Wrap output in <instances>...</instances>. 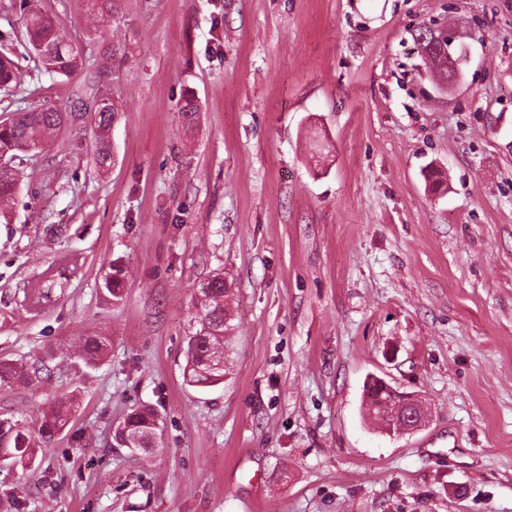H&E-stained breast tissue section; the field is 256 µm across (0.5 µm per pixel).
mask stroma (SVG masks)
Returning <instances> with one entry per match:
<instances>
[{
	"label": "stroma",
	"mask_w": 512,
	"mask_h": 512,
	"mask_svg": "<svg viewBox=\"0 0 512 512\" xmlns=\"http://www.w3.org/2000/svg\"><path fill=\"white\" fill-rule=\"evenodd\" d=\"M34 4L96 65L130 53L108 174L80 122L15 162L0 358L47 369L0 388V421L81 404L34 467L0 464V512H512V0H123L98 32L84 0ZM431 22L468 49L445 91L412 38ZM24 29L0 0L21 77L0 112L68 108ZM64 256L80 274L30 314L26 285ZM217 271L224 381L197 389L186 338ZM90 335L110 342L92 368ZM371 375L426 424L386 433ZM143 406L162 435L134 455L114 433ZM109 352V343L103 336L86 337L79 349V358L86 365H93L103 360Z\"/></svg>",
	"instance_id": "1"
}]
</instances>
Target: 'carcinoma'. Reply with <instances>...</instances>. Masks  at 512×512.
<instances>
[{"instance_id": "1", "label": "carcinoma", "mask_w": 512, "mask_h": 512, "mask_svg": "<svg viewBox=\"0 0 512 512\" xmlns=\"http://www.w3.org/2000/svg\"><path fill=\"white\" fill-rule=\"evenodd\" d=\"M121 0H86L87 12L94 16L101 26L111 25L123 16ZM19 8L26 14V39L28 51H33L35 42L46 41L59 46L57 53L43 61V69L57 77L70 79L78 74L83 81L74 92L71 106L61 110L54 106L26 109L13 113L8 123H0V222H10L12 212L10 202L20 189V172L14 161L20 155L32 151L38 145L50 142L70 122L87 119L95 134L96 144L93 161L98 171L106 173L112 166L110 131L122 106L112 100L106 112H86L88 104L104 94L105 84L116 79L127 58V45L114 43L109 48L111 65L104 68H92L79 47L69 41L57 17L30 7V0H19ZM18 68L6 56L0 55V88L5 91L17 87ZM71 278L69 273H45L39 288L35 289L31 300L38 302L49 300L65 290ZM124 274L123 268L114 265L101 284L105 295L113 300L122 298ZM229 289L224 285V274L216 273L206 278L197 292L196 312L192 317L196 324L193 336L187 339V364L184 377L191 386L206 384L209 378L200 369L209 360L221 358L224 354V332L229 330L226 320L230 319ZM109 352V343L103 336L86 337L79 349V358L86 365L103 360ZM39 368L18 365L10 360H0V387L12 386L18 382L28 384ZM79 406L77 397L71 396L59 400L51 411L43 416L38 435L10 421H0V458L32 466L38 452L37 440H49L61 433L69 424ZM123 431L130 438L142 441L141 450L149 451L150 443L161 428V419L154 410L145 408L128 415L122 423Z\"/></svg>"}]
</instances>
